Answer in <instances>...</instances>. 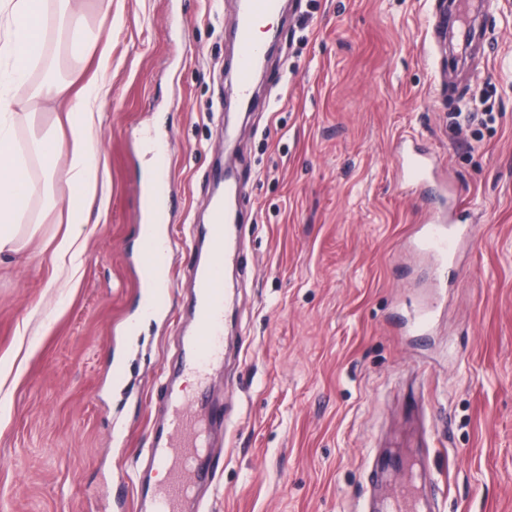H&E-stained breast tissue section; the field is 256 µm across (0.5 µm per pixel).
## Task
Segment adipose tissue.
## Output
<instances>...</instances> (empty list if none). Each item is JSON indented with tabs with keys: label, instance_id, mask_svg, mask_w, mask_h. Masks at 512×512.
Here are the masks:
<instances>
[{
	"label": "adipose tissue",
	"instance_id": "ef3b65f1",
	"mask_svg": "<svg viewBox=\"0 0 512 512\" xmlns=\"http://www.w3.org/2000/svg\"><path fill=\"white\" fill-rule=\"evenodd\" d=\"M6 31L0 36V254L15 252L21 231L36 233L29 223L31 202L53 183L65 177L80 188L79 201L66 207L67 229L55 251L78 263L75 241L90 221L97 191L98 148L91 129L101 116L103 87L89 84L74 89L72 81L50 78L28 84L30 71L46 61L47 43L77 46L88 36L83 16L74 0H0ZM26 87L17 98V87ZM49 99L64 112V122L34 131L26 143L14 132V108L21 100ZM39 162L41 176H34L32 162Z\"/></svg>",
	"mask_w": 512,
	"mask_h": 512
}]
</instances>
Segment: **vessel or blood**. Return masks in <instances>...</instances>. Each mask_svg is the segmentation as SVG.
Wrapping results in <instances>:
<instances>
[{"label":"vessel or blood","mask_w":512,"mask_h":512,"mask_svg":"<svg viewBox=\"0 0 512 512\" xmlns=\"http://www.w3.org/2000/svg\"><path fill=\"white\" fill-rule=\"evenodd\" d=\"M282 0H240L234 37L238 46L235 81L241 96H249L260 60L261 46L257 31L269 17L281 11ZM144 146L151 158V171L140 190V222L142 230L138 247V286L144 308L152 314H170L173 307L172 280L165 262L164 226L168 217L163 210L164 198L170 194L169 156L163 141L147 136ZM406 180L416 187L426 186L433 171L431 158L421 149H413L402 158ZM238 229L232 224L222 200H214L208 216L209 251L204 262L195 267L191 276L194 284L192 320L193 339L187 355V365L199 373L221 359L223 350L220 336L224 322L226 292L224 267L233 258L229 242L236 239ZM468 230L459 224L455 209H431L425 219L421 243L429 251L450 259L458 242ZM176 438L165 445L151 449L152 467L167 469L170 479L155 492L151 512H183V504L195 486L209 475L202 458L205 445L201 423L176 413ZM386 512H432L415 484L400 486L394 499L389 500Z\"/></svg>","instance_id":"b4317fda"}]
</instances>
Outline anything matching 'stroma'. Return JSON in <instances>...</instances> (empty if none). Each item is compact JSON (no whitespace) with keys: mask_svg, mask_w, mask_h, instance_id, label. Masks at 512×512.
Here are the masks:
<instances>
[{"mask_svg":"<svg viewBox=\"0 0 512 512\" xmlns=\"http://www.w3.org/2000/svg\"><path fill=\"white\" fill-rule=\"evenodd\" d=\"M77 6L112 34L105 73L100 46L57 55L64 78L108 91L107 206L71 265L54 254L72 191L56 182L30 207L37 233L0 262V512H137L155 406L185 375L192 228L219 166L241 184V226L224 358L203 381L224 407L205 512H366L406 479L373 483L381 453L426 457L436 512H512V0L475 17L458 67L443 0H288L253 109L231 113L236 0ZM150 131L176 191L166 317L144 315L137 283ZM410 147L469 226L442 277L418 247Z\"/></svg>","mask_w":512,"mask_h":512,"instance_id":"obj_1","label":"stroma"}]
</instances>
